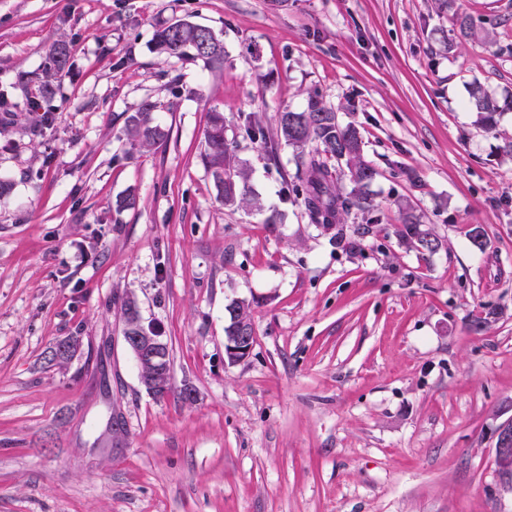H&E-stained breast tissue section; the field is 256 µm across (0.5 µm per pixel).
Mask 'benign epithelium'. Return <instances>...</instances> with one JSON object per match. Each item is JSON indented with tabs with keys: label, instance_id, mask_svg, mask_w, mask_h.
Returning a JSON list of instances; mask_svg holds the SVG:
<instances>
[{
	"label": "benign epithelium",
	"instance_id": "obj_1",
	"mask_svg": "<svg viewBox=\"0 0 512 512\" xmlns=\"http://www.w3.org/2000/svg\"><path fill=\"white\" fill-rule=\"evenodd\" d=\"M131 323L123 322V340L132 352L140 370V383L149 393L164 389L169 394L171 365L167 343L150 329L131 332ZM255 335L244 329L235 336L224 337V350L230 361L247 358L254 346ZM495 465L502 489L512 493V419L496 431Z\"/></svg>",
	"mask_w": 512,
	"mask_h": 512
}]
</instances>
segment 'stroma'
<instances>
[{
	"instance_id": "obj_1",
	"label": "stroma",
	"mask_w": 512,
	"mask_h": 512,
	"mask_svg": "<svg viewBox=\"0 0 512 512\" xmlns=\"http://www.w3.org/2000/svg\"><path fill=\"white\" fill-rule=\"evenodd\" d=\"M177 20L223 40L221 67L155 50ZM475 81L512 93V0H0V512H512L494 463L512 418V112L477 125ZM313 89L377 171L381 221L351 210L344 246L292 192L294 150L243 130ZM147 98L170 135L134 149L125 121ZM214 109L261 210L226 209L201 162ZM402 201L442 250L400 241ZM129 296L168 345L167 397L124 343ZM233 303L256 336L234 364ZM69 62V50L65 42L52 45L48 54L47 68L54 77H62Z\"/></svg>"
}]
</instances>
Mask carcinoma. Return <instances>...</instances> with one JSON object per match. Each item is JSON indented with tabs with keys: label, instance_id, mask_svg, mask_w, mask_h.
I'll list each match as a JSON object with an SVG mask.
<instances>
[{
	"label": "carcinoma",
	"instance_id": "carcinoma-1",
	"mask_svg": "<svg viewBox=\"0 0 512 512\" xmlns=\"http://www.w3.org/2000/svg\"><path fill=\"white\" fill-rule=\"evenodd\" d=\"M158 52L178 60L200 59L210 66L224 62V42L204 25L177 20L156 31ZM69 62V50L64 42L52 45L47 68L55 77H61ZM468 105L476 112L478 122L488 129L496 125V116L512 111V95L497 98L477 81L469 87ZM157 104L144 100L137 112L126 118V135L132 148L147 149L168 138V131L156 122ZM245 134L265 144L274 155L283 142L296 151L298 160L297 183L292 192L303 199L310 223L323 229L336 230V243L343 242L340 225L353 208L367 217V223L380 221L378 209L367 193V187L376 176V170L364 157L363 142L356 127L342 124L336 110L327 105L317 92L307 94L303 108L286 109L279 113L275 137L267 135L257 114L246 118ZM345 164L349 173V188L337 185L331 161ZM204 167L213 177L224 207L246 209L260 206L250 185V169L237 156V141L227 136L224 113H208L205 149L201 154ZM401 212V239L412 244L421 254H434L443 247V240L426 227L423 217L408 203H398ZM226 324L233 322L253 325L247 307L236 304L226 308Z\"/></svg>",
	"mask_w": 512,
	"mask_h": 512
}]
</instances>
